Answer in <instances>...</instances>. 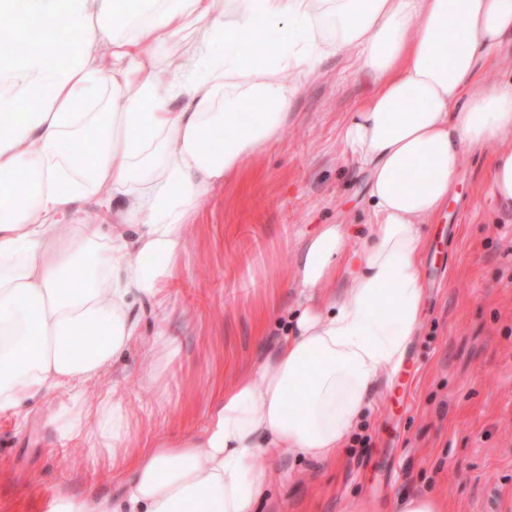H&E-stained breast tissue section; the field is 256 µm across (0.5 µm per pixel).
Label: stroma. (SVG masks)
<instances>
[{
    "label": "stroma",
    "instance_id": "1",
    "mask_svg": "<svg viewBox=\"0 0 512 512\" xmlns=\"http://www.w3.org/2000/svg\"><path fill=\"white\" fill-rule=\"evenodd\" d=\"M376 83L338 55L300 84L281 140L216 187L196 212L163 307L136 306L140 334L113 369L80 388L119 396L136 439L177 437L206 423L224 383L254 368L299 299L298 255L325 224L369 219L368 172L341 152L340 131ZM489 155L466 152L452 203L425 225L423 313L406 360L335 461L268 450L260 512H397L431 493L446 512H512V207L488 194ZM161 368L142 376L144 348ZM71 390L0 415V512H46L60 492H118L112 456L88 458L48 419Z\"/></svg>",
    "mask_w": 512,
    "mask_h": 512
}]
</instances>
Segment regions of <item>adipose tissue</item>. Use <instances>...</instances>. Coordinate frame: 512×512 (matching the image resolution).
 I'll return each instance as SVG.
<instances>
[{
	"instance_id": "adipose-tissue-1",
	"label": "adipose tissue",
	"mask_w": 512,
	"mask_h": 512,
	"mask_svg": "<svg viewBox=\"0 0 512 512\" xmlns=\"http://www.w3.org/2000/svg\"><path fill=\"white\" fill-rule=\"evenodd\" d=\"M15 12L44 44L0 53V414L109 372L138 336L133 306L167 288L192 216L279 141L298 81L323 59L355 53L377 85L341 131L369 175L365 234L325 224L309 239L290 328L221 388L203 429L133 443L117 399L74 400L48 421L111 452L124 488L117 501L60 493L50 512H256L271 481L262 450L336 456L380 380L399 375L422 318V227L445 211L465 151L489 150L490 194L512 204V146L499 143L512 80L479 81L512 41V0H0V15ZM60 30L83 41L66 65L48 41ZM86 198L104 211L124 199L120 223L67 221ZM351 264L343 295L325 292Z\"/></svg>"
}]
</instances>
